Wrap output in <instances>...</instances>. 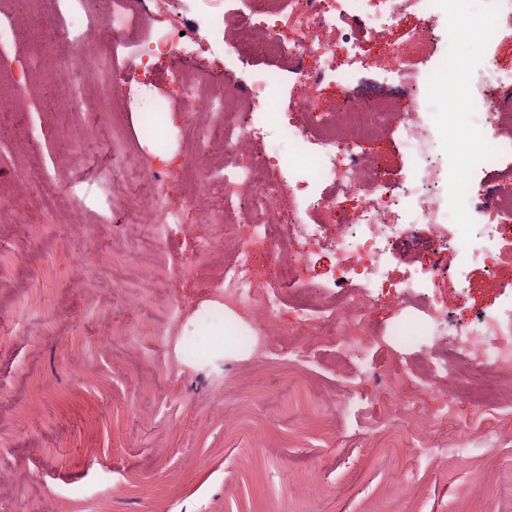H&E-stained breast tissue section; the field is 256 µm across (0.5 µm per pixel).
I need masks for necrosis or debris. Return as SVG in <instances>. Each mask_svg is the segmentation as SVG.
<instances>
[{
	"label": "necrosis or debris",
	"mask_w": 512,
	"mask_h": 512,
	"mask_svg": "<svg viewBox=\"0 0 512 512\" xmlns=\"http://www.w3.org/2000/svg\"><path fill=\"white\" fill-rule=\"evenodd\" d=\"M247 12L238 14L237 56L247 59L285 60L284 72L241 71L227 83L196 75L185 69L170 71L167 85L176 92L173 111L186 124L199 113L210 117L209 137L197 146V159L205 180L199 186L201 199L212 190H221L224 206L213 221L223 227L213 233L199 226L197 208L179 190L191 170L189 163L166 171L150 172L159 204V222L152 225L151 243H165L167 249L191 250L195 263L178 267L177 278L209 288V254L227 237L240 246L236 258L224 271L220 282L226 298L260 310L261 326L278 336H292L290 354L306 361L311 344L335 342L338 354L364 370V383L356 393L359 411L365 412L376 395L386 401L388 423L407 427L403 392L418 395L447 378L448 365L460 355L469 356L470 368L463 381L473 405L494 408V380L499 371L512 367V267H503L495 253V232L512 225V179L503 178L496 190L475 188L469 173L494 167L495 151L477 155L452 153L449 165L460 172L452 190H443L440 167L434 159L436 132L423 112L425 81L409 54H399L393 77L404 90L402 109L358 101L343 93L339 113L322 111L315 97L298 100L277 128L257 122L256 112L265 105L269 92L282 78L316 89L337 72V45L319 40L315 29L354 22L360 30L390 26L399 15L415 8L424 12V30L436 22L428 14L426 0H377L375 13L359 16L355 0H247ZM448 29H464L482 24L493 33L499 19L512 21V0H445ZM107 26H100L89 9V0H54L53 35L70 39L76 46L94 40L95 54L86 58L68 57L58 61L59 77L73 69L96 71L98 57L116 52L127 34L144 28L143 43L157 55L181 57L199 40L197 32H179L171 27L145 23L134 0H102ZM485 70L496 79L487 84L477 107L483 122L482 136H495L503 124L512 125V109L504 108L500 96L512 89V74L498 72L497 63L483 57ZM398 125L410 148L417 171L407 184L391 185L377 167L357 155L361 137ZM288 132L297 149L282 156L274 131ZM291 198L295 206L284 211L278 203ZM358 197L357 206L337 214L339 199ZM338 216L330 225L329 216ZM452 224L451 233L439 237L434 251L419 277L407 281L403 297L421 301L436 331L450 330L444 351L430 354L421 371H413L392 355L385 338L369 327L368 302L374 294L389 292L394 283L385 271L390 242L408 224ZM292 225L295 237L281 234V225ZM446 250L460 254L463 264L482 262L485 271L501 286L508 299L499 314L476 313L470 321L456 325L448 321V310L432 303L424 289L436 279H458L459 270L439 259ZM327 252L332 258V276L326 286L331 295L321 306L296 295L286 300L285 291L298 290L306 280L312 255ZM278 292H270V284Z\"/></svg>",
	"instance_id": "necrosis-or-debris-1"
}]
</instances>
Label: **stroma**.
<instances>
[{"mask_svg": "<svg viewBox=\"0 0 512 512\" xmlns=\"http://www.w3.org/2000/svg\"><path fill=\"white\" fill-rule=\"evenodd\" d=\"M245 8L228 0L212 18L172 8V22L203 38L191 67L218 79L241 71L229 51L237 28L222 14ZM435 13L432 42H419L420 16L411 12L368 34L348 88L369 101L403 102L388 55L412 49L433 118L452 107L462 127H475L488 77L478 59L493 56L512 71V28L485 41L463 31L472 53L452 61L445 11ZM76 52L58 39L36 57L23 41L0 59V76L26 77L31 87L26 103L0 102V512H512V423L489 439L449 426V440L468 448L463 461L420 448L440 403L467 411L456 377L409 398L415 428L392 429L346 408L359 372L331 346L298 362L280 336L265 355L234 336L194 335L198 316L223 317V290L178 284L190 306L162 330L167 292L141 295L129 284L166 277L193 256L139 249L154 216L136 202L154 184L143 169L152 145L134 115L169 111L160 78L173 61L144 56L134 81L145 91L115 115L104 84L73 75L72 91L85 102L77 114L39 66ZM451 66L468 75L449 89L442 75ZM358 151L376 158L391 184L413 175L398 129ZM439 232L407 225L387 259L395 282L428 261ZM466 273L462 285L439 281L429 290L452 319L504 305L483 266ZM370 320L382 334L399 321L423 329L427 315L383 294Z\"/></svg>", "mask_w": 512, "mask_h": 512, "instance_id": "obj_1", "label": "stroma"}]
</instances>
